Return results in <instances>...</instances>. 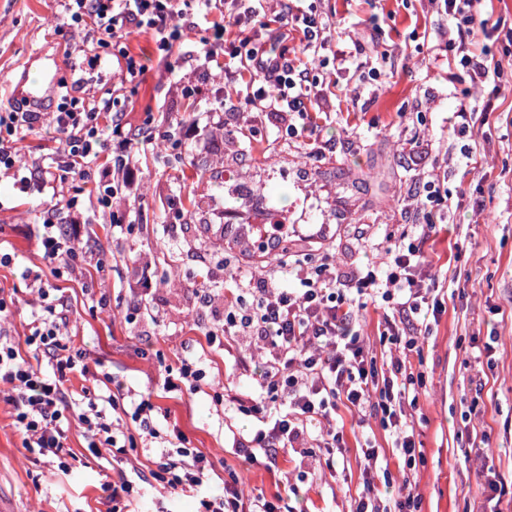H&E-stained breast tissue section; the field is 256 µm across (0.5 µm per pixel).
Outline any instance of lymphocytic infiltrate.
<instances>
[{
    "label": "lymphocytic infiltrate",
    "instance_id": "lymphocytic-infiltrate-1",
    "mask_svg": "<svg viewBox=\"0 0 512 512\" xmlns=\"http://www.w3.org/2000/svg\"><path fill=\"white\" fill-rule=\"evenodd\" d=\"M224 23L213 26V39L199 57L201 72L219 67L245 81L242 94L246 110L269 112L284 123L294 138L313 131L317 116L313 113L310 92L318 78L309 60L319 64L333 62L352 65L353 56L337 51L325 57L328 25L320 13L293 9L282 0L279 9L268 10L261 0H221ZM436 13L445 16L449 26L445 42L449 51L458 53L475 85L487 88L484 109L496 111L504 69L489 62L482 44L493 34L480 12L481 0H429ZM68 21L87 33L80 50L90 68H102L117 62V82L111 97L99 100L62 91L56 111L0 113V170L18 172L17 144L25 131L47 121L65 137L64 147L53 167H41L44 177L53 170L79 175L90 190L85 197L68 196L59 202L71 216L70 230L61 233L53 217H45L40 231L45 259L60 268H68L77 259L79 243L91 210L110 209L113 199L134 188L125 171L133 140L124 129L117 98L138 87L145 74L139 57L132 55L126 39L132 29L151 31L159 51L171 53L182 36L177 22V0H64ZM258 30L262 41L248 35H230V26ZM112 136L117 146L112 152L113 179H96L94 172L104 154V138ZM422 204L423 224L419 236L403 235L385 250L386 268L364 273L341 271L331 255L320 263H311L307 254L293 251L284 260L296 285L286 287L259 274L237 282L234 291L224 297V323L209 331L211 343L229 345L234 336L249 335L266 345V362L253 397L239 400L242 412L262 419L263 425L251 439L239 442L241 453L255 459L257 452L276 454L279 446L309 441L319 447L318 461L335 469V450L342 442L336 430L316 433L315 427L336 412L337 399H345L360 410L375 403L387 426L398 433L397 445L405 455L416 452L414 427L401 407L403 400L416 391L413 375L405 361L390 363L386 374H379L374 358L369 357L359 333H345L361 297L381 299L392 306L385 318L381 339L404 350H414L418 338L408 333L410 317L426 313L440 316L442 300L426 287L418 270L426 266L422 249L424 236L441 221L444 197L438 180L425 185ZM64 317L34 319L23 344H15L0 328V384L7 387V401L14 409V422L22 435L23 448L39 461L61 474H68L80 458L67 444L69 413L73 392L69 382L86 371L83 356L75 351L61 333ZM46 356L50 372H42L31 363L33 357ZM123 390L108 397L109 412H102L95 401H88L79 420L93 448H112L124 453L136 447L138 434L153 439L156 447L175 449L180 464L162 463L150 476L171 493L202 486L213 469L212 461L202 453L186 448L179 428L159 430L156 405L150 396H141L133 409H126ZM132 426H125L124 417ZM278 504L262 497H245L236 474H229L220 495L202 494L199 512H278Z\"/></svg>",
    "mask_w": 512,
    "mask_h": 512
}]
</instances>
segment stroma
Returning <instances> with one entry per match:
<instances>
[{
	"label": "stroma",
	"instance_id": "1",
	"mask_svg": "<svg viewBox=\"0 0 512 512\" xmlns=\"http://www.w3.org/2000/svg\"><path fill=\"white\" fill-rule=\"evenodd\" d=\"M318 8L330 25V49L360 43L364 66L318 69L323 118L311 145L285 140L274 116L243 111L236 94L225 96L223 111H210L209 89L224 76L197 74L195 56L213 33L202 17H194L165 63L151 34L131 32L127 46L147 71L121 98L126 132L148 135V118L161 113L194 124L195 136L181 152L207 173L200 178L157 162L153 144L133 153L135 193L116 201L113 212L92 215L83 255L63 278L53 277L42 258L39 229L50 211L66 227L69 216L56 209L55 192L76 196L84 183L71 174L53 188L41 176L58 144L53 127L35 124L18 144L26 184L0 174V249L14 256L10 266H0L9 333L24 336L46 303L63 305L72 345L89 366L74 379V390L106 395L120 382L131 397L151 394L191 448L214 462L201 491L170 494L147 486L133 512H196L201 493H220L231 472L245 492L278 501L282 512H350L369 474L382 496L397 493L404 459L395 433L378 416L343 406L334 425L343 433L346 470L320 468L300 444L278 449L269 465L237 454L238 439L252 436L259 422L229 397L253 394L266 351L249 336L234 337L226 350L206 340L224 308L218 301L203 304L201 294L224 286L226 271L224 247L208 242L205 227L278 220L295 226L296 249H309L308 235L318 232L321 250L341 270H364L384 262L389 240L421 223L422 185L436 177L448 188L450 208L426 244L434 261L425 272L445 311L419 337V354L409 357L413 372L424 375L410 409L422 454L410 472L412 491L420 512H488L493 477L512 494V90L499 98L497 111L483 113L472 135L461 136L453 128L459 101L481 108L486 95L471 91L466 76L446 82L447 50L413 36L416 23H426L432 35L447 24L428 0H320ZM376 26L390 53L383 64L369 40ZM71 39L59 0H0V110L26 60L64 83L81 77L75 57L63 50ZM375 64L383 73L372 80L367 69ZM187 85L195 86L193 97L183 95ZM224 127L245 128L247 141L225 144ZM412 141L420 142L418 153L409 152ZM188 196L201 203L189 214L182 210ZM37 273L49 298L35 290ZM138 280L148 282L147 292H130ZM190 355L206 371L199 391L163 392L165 369ZM87 443L78 417H71L68 444L82 463L69 475L53 474L29 458L14 410L0 397V507L109 512L105 482L122 470L149 471L159 460L137 449L118 467L108 449L94 453ZM371 446L380 450L373 464L363 456Z\"/></svg>",
	"mask_w": 512,
	"mask_h": 512
}]
</instances>
